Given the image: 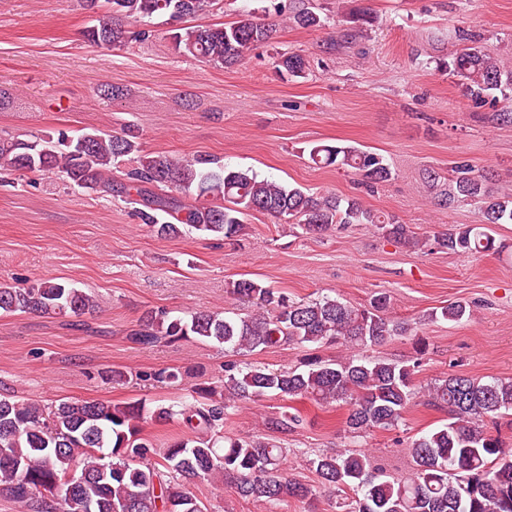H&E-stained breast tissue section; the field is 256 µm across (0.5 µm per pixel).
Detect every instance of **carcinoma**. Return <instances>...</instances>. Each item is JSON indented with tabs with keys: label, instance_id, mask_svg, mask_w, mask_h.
<instances>
[{
	"label": "carcinoma",
	"instance_id": "cac0c4a2",
	"mask_svg": "<svg viewBox=\"0 0 512 512\" xmlns=\"http://www.w3.org/2000/svg\"><path fill=\"white\" fill-rule=\"evenodd\" d=\"M218 0H94L97 25L88 40L113 50L150 35L131 23L154 14L182 21L210 10ZM302 27L322 20L304 8L292 15ZM270 29L250 14L226 25L180 26L171 33L175 49L215 65H233L253 46L267 41ZM457 78L477 108L512 98V66L501 62L470 36L441 62ZM280 71L300 77L306 60L299 53L277 59ZM137 156V166L119 162ZM310 159L326 166L350 168L372 183L390 179L384 158L351 145L316 144ZM0 170L52 174L86 191L112 193L134 205L141 223L160 237L188 227L204 235L231 238L242 234L245 216L265 212L296 224L309 234H326L344 224H370L383 236L414 247L409 227L380 220L354 199L317 196L247 170L229 168L217 159L181 161L144 152L132 132L101 131L57 140H0ZM444 205L480 204L482 223H512V193L490 186L484 172L460 161L447 178L427 172ZM434 244L452 253L495 248V239L475 224L439 232ZM230 295L252 307L229 318L203 310L187 317L149 310L139 319L133 340L141 345L176 342L194 336L241 356L285 343L322 347L340 344L353 354L330 362L309 353L300 366L272 370L261 364L224 361V378L191 389V400L149 407L139 401L112 404L61 401L41 405L0 396V489L26 512H204L191 486L225 477L235 493L260 504L311 500L326 490L348 489L341 512H512V445L501 436L500 420L512 412V379L481 381L451 373L428 388V405L445 412L447 422L406 443L412 462L406 476L383 478L371 457L357 450L331 448L310 459L318 485L288 474L283 462L288 436L303 419L299 410L266 420L279 434L269 442L224 436V416L242 401L274 393L290 400L349 406L345 425L361 437L399 424L418 391L412 375L419 363L405 364L362 355L365 349L395 336L411 324L387 315L389 295L373 296L367 307L323 296L293 301L252 279L233 283ZM95 306L93 297L69 282L54 279L21 285L0 281V313L33 312L80 318ZM440 316L460 322L471 304L454 301ZM182 421L193 436L156 449L143 435L147 421Z\"/></svg>",
	"mask_w": 512,
	"mask_h": 512
}]
</instances>
